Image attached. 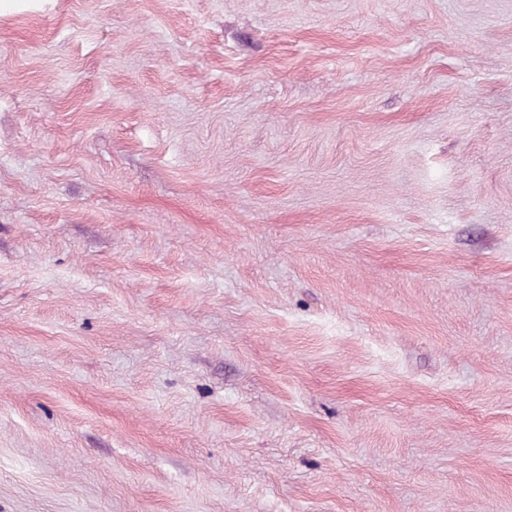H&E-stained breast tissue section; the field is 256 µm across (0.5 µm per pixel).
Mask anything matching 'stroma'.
Wrapping results in <instances>:
<instances>
[{"mask_svg":"<svg viewBox=\"0 0 512 512\" xmlns=\"http://www.w3.org/2000/svg\"><path fill=\"white\" fill-rule=\"evenodd\" d=\"M0 512H512V0L0 9Z\"/></svg>","mask_w":512,"mask_h":512,"instance_id":"1","label":"stroma"}]
</instances>
